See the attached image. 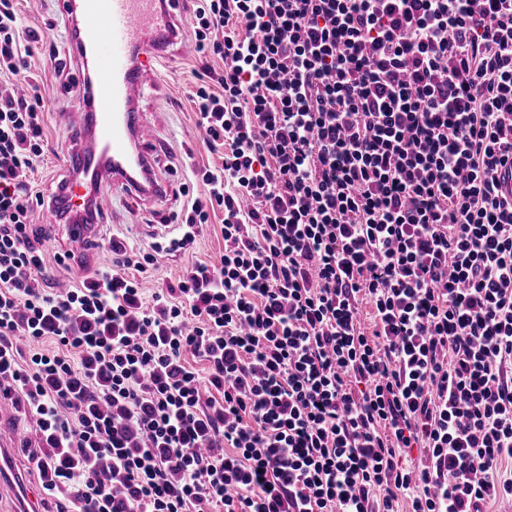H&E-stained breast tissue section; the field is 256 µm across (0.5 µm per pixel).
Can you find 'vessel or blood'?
Instances as JSON below:
<instances>
[{"instance_id": "1", "label": "vessel or blood", "mask_w": 512, "mask_h": 512, "mask_svg": "<svg viewBox=\"0 0 512 512\" xmlns=\"http://www.w3.org/2000/svg\"><path fill=\"white\" fill-rule=\"evenodd\" d=\"M185 0H62L72 21L74 54L88 72L79 79L82 101L60 118L76 143L63 158L75 175L111 184L129 197L160 205L168 185L155 167L156 135L137 101L153 63L194 53L182 39ZM98 226L69 224L65 248L83 252Z\"/></svg>"}]
</instances>
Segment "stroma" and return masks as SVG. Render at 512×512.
Returning a JSON list of instances; mask_svg holds the SVG:
<instances>
[{"instance_id":"35a3bbf8","label":"stroma","mask_w":512,"mask_h":512,"mask_svg":"<svg viewBox=\"0 0 512 512\" xmlns=\"http://www.w3.org/2000/svg\"><path fill=\"white\" fill-rule=\"evenodd\" d=\"M16 3L23 34L38 37L32 45L29 71L46 105L43 128L48 147L26 180L34 192L47 199L64 176L63 156L70 147L69 133L56 125L54 115L78 92V64L68 43L69 21L60 10L59 0H16ZM203 76L202 64L195 54L176 57L174 63L166 66H156L140 105L148 113L163 149L159 172L168 182L169 197L166 205L152 214L125 196L114 197L112 210L101 229L103 239L115 238L149 247L155 241L153 227L184 209L188 197L202 193L201 182L191 179L190 171L217 160L197 127L192 102V94ZM184 185L189 188L185 195L180 192ZM223 218V213H216L188 251L163 258L158 269L143 274L145 295H152L161 286L177 285L185 268L193 263L216 259L224 250ZM7 424L13 470L21 474L28 487L38 488V470L30 452L39 439V428L16 406L12 407Z\"/></svg>"}]
</instances>
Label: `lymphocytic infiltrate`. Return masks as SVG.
Instances as JSON below:
<instances>
[{
	"label": "lymphocytic infiltrate",
	"mask_w": 512,
	"mask_h": 512,
	"mask_svg": "<svg viewBox=\"0 0 512 512\" xmlns=\"http://www.w3.org/2000/svg\"><path fill=\"white\" fill-rule=\"evenodd\" d=\"M18 19L0 0V397L35 419L59 512L512 498V0H194L197 51L224 63L192 94L220 161L176 235L113 241L58 289ZM217 210L219 261L144 298Z\"/></svg>",
	"instance_id": "f902f5d3"
}]
</instances>
